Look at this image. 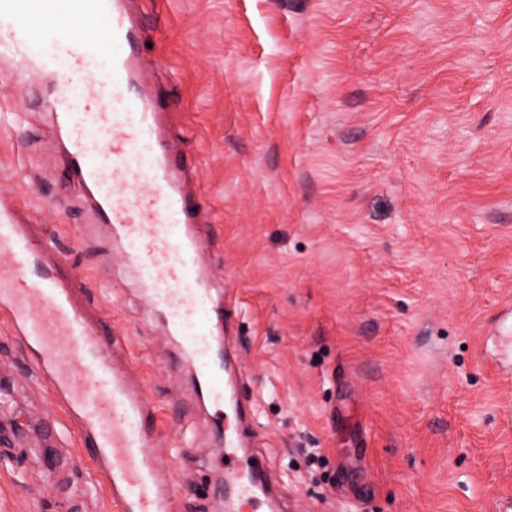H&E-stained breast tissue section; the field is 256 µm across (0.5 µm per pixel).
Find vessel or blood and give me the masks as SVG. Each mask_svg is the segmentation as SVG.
I'll return each mask as SVG.
<instances>
[{"label":"vessel or blood","mask_w":512,"mask_h":512,"mask_svg":"<svg viewBox=\"0 0 512 512\" xmlns=\"http://www.w3.org/2000/svg\"><path fill=\"white\" fill-rule=\"evenodd\" d=\"M131 0H0V56L21 57L40 70L70 64L91 101L103 90L102 76L75 26L102 22L99 51L112 71L116 112H74L65 88H57L55 121L67 138L69 183L90 202L98 223L111 225L150 290L152 306L174 329L191 332L190 349L199 363V388L223 415L224 361L212 352V337L228 319L212 306L201 254L210 240L203 232L208 213L187 184L191 174L173 157L177 148L164 134L162 94L147 76L155 69L143 47L147 31L131 13ZM49 40L54 53L33 55ZM0 250L12 267L0 273V312L14 335L40 353L38 372L53 388L96 452L95 467L106 477L114 512H170L176 483L165 478L151 450L160 425L146 426L144 382L132 380L101 345L73 284L42 264L44 249L9 201L0 197ZM252 477L238 496L254 512H283L266 485L263 462L249 459Z\"/></svg>","instance_id":"b4317fda"}]
</instances>
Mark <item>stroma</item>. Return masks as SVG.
<instances>
[{"label": "stroma", "mask_w": 512, "mask_h": 512, "mask_svg": "<svg viewBox=\"0 0 512 512\" xmlns=\"http://www.w3.org/2000/svg\"><path fill=\"white\" fill-rule=\"evenodd\" d=\"M211 217L249 447L289 512H512V0H141ZM40 75L0 66V195L148 385L176 512H226L197 362L66 187ZM0 321V512H111ZM320 449L311 461L307 449Z\"/></svg>", "instance_id": "stroma-1"}]
</instances>
